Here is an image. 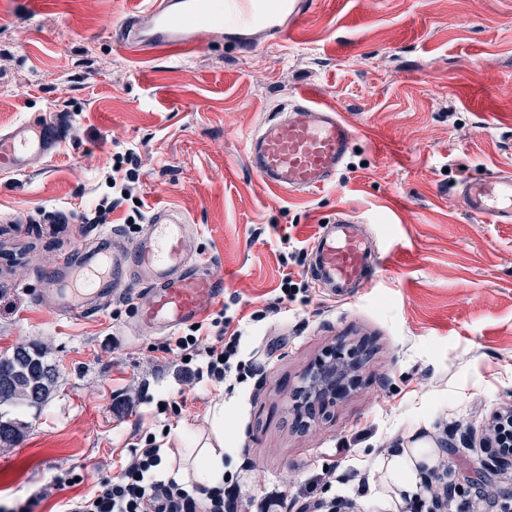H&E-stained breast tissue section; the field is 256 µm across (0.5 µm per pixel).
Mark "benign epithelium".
<instances>
[{
  "label": "benign epithelium",
  "instance_id": "benign-epithelium-1",
  "mask_svg": "<svg viewBox=\"0 0 512 512\" xmlns=\"http://www.w3.org/2000/svg\"><path fill=\"white\" fill-rule=\"evenodd\" d=\"M361 366L358 349L340 342L304 370L301 385L311 404L302 406L294 403L292 408L299 418L307 419L305 425L309 426L319 418L330 417L336 400L352 383L353 370Z\"/></svg>",
  "mask_w": 512,
  "mask_h": 512
}]
</instances>
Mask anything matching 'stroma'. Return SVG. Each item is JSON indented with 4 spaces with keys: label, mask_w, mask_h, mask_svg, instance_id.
Masks as SVG:
<instances>
[{
    "label": "stroma",
    "mask_w": 512,
    "mask_h": 512,
    "mask_svg": "<svg viewBox=\"0 0 512 512\" xmlns=\"http://www.w3.org/2000/svg\"><path fill=\"white\" fill-rule=\"evenodd\" d=\"M286 35L243 46L201 32L208 49L130 58L114 25L147 0H0V130L42 116L64 122L57 154L0 172V355L42 347L57 383L39 408L0 407L28 424L0 443V503L98 462L117 475L145 431L164 433V463L230 410L233 466L244 495L314 489L353 512H399L364 496L380 484L386 443L448 450L462 496L450 512H501L512 468L481 445L512 399V224H479L458 196L466 177L512 169V0H305ZM340 106L361 137L333 183L272 194L248 165L247 139L304 86ZM140 160L133 200L106 224H81L112 174L113 154ZM182 209L201 230L200 257L237 298L240 357L283 342L262 375L233 389L186 377L160 337L134 330L123 298L64 319L41 280L108 231L134 240L133 208ZM366 220L385 263L374 287L343 301L316 287L296 248L336 210ZM304 283L266 313L284 275ZM265 318H258V311ZM363 344L359 381L331 419L299 430L291 396L325 348ZM185 399L177 415L158 399ZM331 488H312L322 469Z\"/></svg>",
    "instance_id": "1"
}]
</instances>
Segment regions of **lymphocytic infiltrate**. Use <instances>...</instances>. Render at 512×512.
<instances>
[{
  "label": "lymphocytic infiltrate",
  "mask_w": 512,
  "mask_h": 512,
  "mask_svg": "<svg viewBox=\"0 0 512 512\" xmlns=\"http://www.w3.org/2000/svg\"><path fill=\"white\" fill-rule=\"evenodd\" d=\"M137 164L134 152L113 155L112 171L118 179L100 199L93 223H105L126 194L133 192L139 179ZM234 319V312L227 308L212 318L210 329L216 336L213 345H204L199 330L192 328L175 341L158 344L157 349L185 358V368L195 380L221 384L232 377L243 382L259 371L262 364L239 359L241 333L233 329ZM160 451L155 434L148 432L141 445L132 446L131 459L119 475L103 474L99 465H90L87 476L94 483L93 494L69 500L65 512H238L242 498L237 473H225L223 485L211 488L165 480L161 477Z\"/></svg>",
  "instance_id": "f902f5d3"
}]
</instances>
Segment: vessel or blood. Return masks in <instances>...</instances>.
Returning <instances> with one entry per match:
<instances>
[{
    "mask_svg": "<svg viewBox=\"0 0 512 512\" xmlns=\"http://www.w3.org/2000/svg\"><path fill=\"white\" fill-rule=\"evenodd\" d=\"M304 13L303 0H149L145 16H132L121 33L125 47L172 52L195 47L205 29L241 25L282 34L284 23ZM358 137L338 107L325 103L318 89L299 91L286 115H271L248 141V161L276 193L300 192L332 182ZM60 122L29 119L0 132V171L22 173L56 153ZM462 204L469 216L487 224L512 223V174L499 172L468 178ZM199 229L177 208H154L138 238L130 243L112 234L96 245L65 257L41 290L50 309L74 318L128 294L130 285L150 294L138 309L142 333L170 335L196 322L224 297V278L200 262ZM378 258L369 239L344 213L323 224L313 251L311 273L319 285L346 293L368 285Z\"/></svg>",
    "mask_w": 512,
    "mask_h": 512,
    "instance_id": "b4317fda",
    "label": "vessel or blood"
}]
</instances>
